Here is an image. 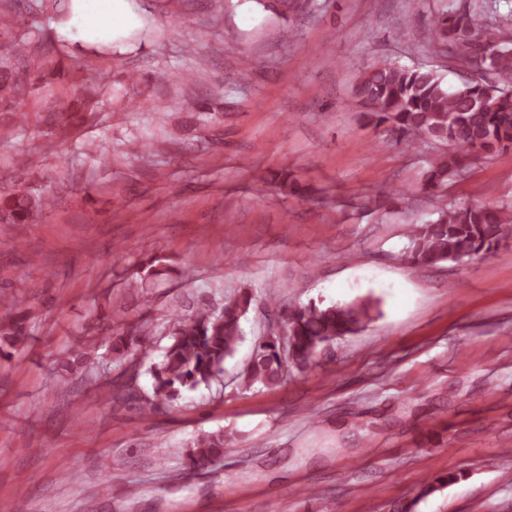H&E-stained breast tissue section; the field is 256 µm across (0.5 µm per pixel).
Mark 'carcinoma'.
<instances>
[{"mask_svg":"<svg viewBox=\"0 0 512 512\" xmlns=\"http://www.w3.org/2000/svg\"><path fill=\"white\" fill-rule=\"evenodd\" d=\"M431 42L451 59L469 64L483 55L487 75L465 81L450 90L431 70L383 64L363 72L352 96L367 124L389 133L407 150L419 141L440 143L448 150L438 154L426 171L425 187L431 192L448 185L463 165L512 150V47L497 31L484 26L481 11L438 9L432 15ZM29 73L14 82L0 84V98L13 99L29 85ZM49 198L22 194L0 196V224H25L33 213L50 206ZM512 209L478 203H450L435 220L412 224L407 230L406 259L417 266L444 261H465L486 256L506 239ZM248 291L224 301L221 311L200 308L171 314L170 340L162 359L153 364L152 395L143 399L142 410L151 414L177 400L185 390L209 386L224 374V362L241 340V320L252 303ZM378 301L367 297L322 307L299 306L282 320L284 340L271 333L270 340L255 347L247 367L238 375L240 384L278 386L288 369L309 368L328 345L364 330L378 316ZM26 317L0 326V340L13 346L21 342ZM108 349L121 354L132 346L150 348L143 336L118 331L106 338ZM86 352L76 347L60 361L73 373L86 364ZM224 431L206 432L190 443L187 458L192 467L224 455ZM445 473L430 478L422 493L432 494L455 482Z\"/></svg>","mask_w":512,"mask_h":512,"instance_id":"obj_1","label":"carcinoma"}]
</instances>
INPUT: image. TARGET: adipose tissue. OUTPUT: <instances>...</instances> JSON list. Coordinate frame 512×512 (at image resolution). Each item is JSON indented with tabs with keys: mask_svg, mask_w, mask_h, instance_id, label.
<instances>
[{
	"mask_svg": "<svg viewBox=\"0 0 512 512\" xmlns=\"http://www.w3.org/2000/svg\"><path fill=\"white\" fill-rule=\"evenodd\" d=\"M59 36L90 47H110L127 37L129 0H66Z\"/></svg>",
	"mask_w": 512,
	"mask_h": 512,
	"instance_id": "adipose-tissue-1",
	"label": "adipose tissue"
}]
</instances>
